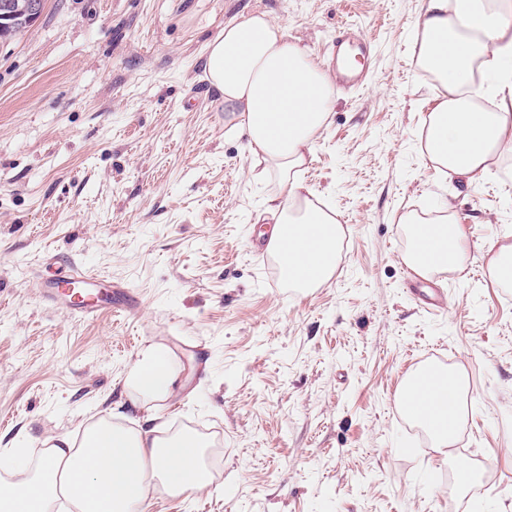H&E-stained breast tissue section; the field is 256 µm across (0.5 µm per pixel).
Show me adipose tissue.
I'll return each instance as SVG.
<instances>
[{
  "label": "adipose tissue",
  "instance_id": "obj_1",
  "mask_svg": "<svg viewBox=\"0 0 512 512\" xmlns=\"http://www.w3.org/2000/svg\"><path fill=\"white\" fill-rule=\"evenodd\" d=\"M416 37L417 74L432 78L437 89L423 104V153L435 169L475 184L512 154V0H424ZM203 74L221 97L229 133L245 136L249 153L276 176L265 214L272 239H290L285 280L301 288L326 283L335 270L337 220L308 199L294 171L306 164L334 108L330 75L265 12L225 24L207 45ZM478 74L497 97L496 109L476 104L469 93ZM401 222L412 270L422 276L439 268L463 271L469 254L453 214L438 221L406 215ZM180 375L166 346L142 347L123 383L150 428L121 425L110 412L86 428L82 440H45L34 471L16 464L14 481L0 482V512H49L61 496L75 512H147L156 488L181 495L208 486L207 441L192 434L163 437L154 426ZM463 392L459 374L425 373L409 403L446 443L458 427Z\"/></svg>",
  "mask_w": 512,
  "mask_h": 512
}]
</instances>
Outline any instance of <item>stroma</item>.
Segmentation results:
<instances>
[{
    "label": "stroma",
    "instance_id": "obj_1",
    "mask_svg": "<svg viewBox=\"0 0 512 512\" xmlns=\"http://www.w3.org/2000/svg\"><path fill=\"white\" fill-rule=\"evenodd\" d=\"M423 0H47L0 43V449L29 463L116 408L140 417L124 373L161 342L190 378L159 412L207 435L211 484L147 512H512V282L477 246L512 236V156L475 185L422 157L414 25ZM269 13L323 69L347 28L362 81L336 87L302 177L340 223L331 279L284 283L253 254L276 186L227 134L205 80L207 43ZM450 206L464 271L404 262L403 214ZM76 267L131 302L83 318L39 281ZM467 380L450 448L399 414L408 372ZM483 472L471 488L456 465Z\"/></svg>",
    "mask_w": 512,
    "mask_h": 512
}]
</instances>
